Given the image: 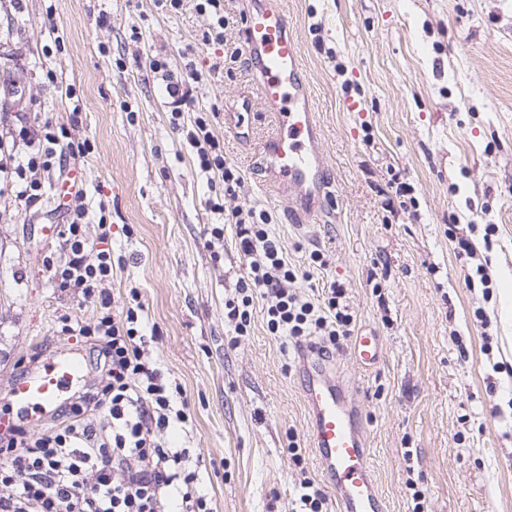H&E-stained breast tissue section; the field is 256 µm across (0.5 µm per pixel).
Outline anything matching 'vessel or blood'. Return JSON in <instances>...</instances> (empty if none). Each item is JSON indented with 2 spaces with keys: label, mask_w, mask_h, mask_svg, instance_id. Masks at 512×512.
<instances>
[{
  "label": "vessel or blood",
  "mask_w": 512,
  "mask_h": 512,
  "mask_svg": "<svg viewBox=\"0 0 512 512\" xmlns=\"http://www.w3.org/2000/svg\"><path fill=\"white\" fill-rule=\"evenodd\" d=\"M246 20L245 56L259 75L261 100L276 115L278 131L265 158L268 169L287 180L295 201L308 214L331 195L326 161L319 150L318 126L308 83L301 74V50L288 32V16L278 0H252ZM352 356L371 367L382 357L379 336H356ZM303 398L312 419L311 437L319 465L335 488L340 512H385L368 461L366 439L356 403L344 385L317 360H305ZM80 359L62 357L15 381L11 401L41 410L64 389L82 379Z\"/></svg>",
  "instance_id": "1"
}]
</instances>
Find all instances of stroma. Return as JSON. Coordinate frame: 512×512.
I'll return each mask as SVG.
<instances>
[{
    "mask_svg": "<svg viewBox=\"0 0 512 512\" xmlns=\"http://www.w3.org/2000/svg\"><path fill=\"white\" fill-rule=\"evenodd\" d=\"M299 41L303 73L320 125L333 197L302 213L282 180L266 171L263 147L276 119L258 94V75L225 63L210 71L201 43L207 20L193 7L158 11L153 0H0V74L15 75L16 103L0 100L14 125L52 119L94 151L47 184L80 170L85 202L105 209L112 255L110 291L123 301L138 288L143 320L158 334L149 358L180 386L174 405L189 420L168 428V446L189 451L213 512H294L310 478L338 512L310 438L296 346L271 335L257 298L246 335L224 301L249 276L235 227L207 245L213 195L195 167L184 132L149 67L153 56L179 67L192 58L182 111L218 107L214 133L243 177L225 211L254 203L274 212L273 230L295 289L321 297L343 286L354 332H373L383 357L358 366L351 339L327 346L336 377L355 394L371 463L387 512H512V0H281ZM64 37L56 50L48 34ZM73 88L66 98L65 88ZM78 118H71L72 109ZM57 193L32 213L0 190V410L31 432L61 423L71 403L105 378L100 342L60 333L68 315L90 322L95 307L57 288L46 262L63 242ZM473 224L476 257L461 251L449 225ZM495 225L485 237L486 225ZM326 268L307 263L311 250ZM486 260L489 285L465 275ZM87 363L84 379L46 414L8 401L9 386L58 353ZM302 450L295 466L290 443Z\"/></svg>",
    "mask_w": 512,
    "mask_h": 512,
    "instance_id": "stroma-1",
    "label": "stroma"
}]
</instances>
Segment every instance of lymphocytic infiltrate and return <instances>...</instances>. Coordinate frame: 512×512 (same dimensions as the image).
I'll use <instances>...</instances> for the list:
<instances>
[{"instance_id": "obj_1", "label": "lymphocytic infiltrate", "mask_w": 512, "mask_h": 512, "mask_svg": "<svg viewBox=\"0 0 512 512\" xmlns=\"http://www.w3.org/2000/svg\"><path fill=\"white\" fill-rule=\"evenodd\" d=\"M217 110L199 112L186 139L199 171L220 179L227 195L242 183L228 164L224 146L213 131ZM26 154H18L17 144ZM89 141L73 139L66 125L52 121L31 127H0V174L26 208L41 205L45 176L64 162L86 156ZM62 232L66 257L48 263L58 287L77 293L95 306L97 317L83 322L62 316L60 331L69 337L99 336L107 378L101 389L74 406L60 427L38 433L12 427L0 434V512H212L196 489L197 474L187 464L185 449L166 446L163 433L170 422H186L174 408L162 370L148 359V338L140 330L144 304L131 289L122 309H114L108 289L112 281V227L98 220L100 233L88 240L89 211L82 196L67 208ZM240 252L249 260L250 274L237 298L226 303L237 335L251 321L256 297L268 300L264 311L272 335L303 341L321 336L330 344L348 336L354 317L343 288L330 285L321 302L305 298L291 287L296 268L271 230L275 216L251 205L234 209ZM105 410L102 425L86 422L88 408Z\"/></svg>"}]
</instances>
